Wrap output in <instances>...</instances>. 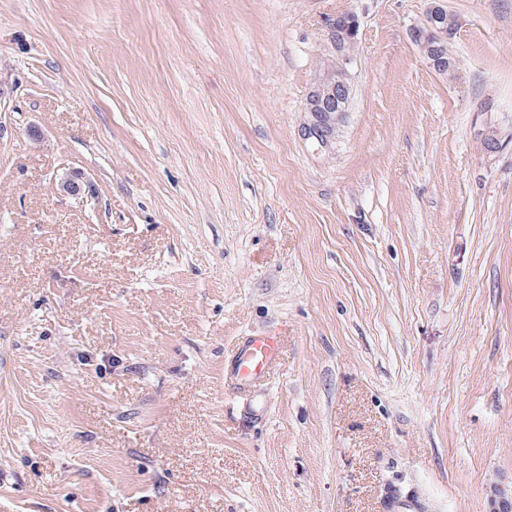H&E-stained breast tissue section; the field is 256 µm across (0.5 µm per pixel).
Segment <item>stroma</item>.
<instances>
[{
  "instance_id": "stroma-1",
  "label": "stroma",
  "mask_w": 512,
  "mask_h": 512,
  "mask_svg": "<svg viewBox=\"0 0 512 512\" xmlns=\"http://www.w3.org/2000/svg\"><path fill=\"white\" fill-rule=\"evenodd\" d=\"M445 4L451 75L428 0H0V512L512 499V0ZM429 2L430 5L426 10L423 22L413 27L410 31L411 39L420 53L429 61L436 71L443 74L444 65L446 64L448 67L445 73L454 72L456 61L450 54L448 45L455 34L457 26L455 18L451 14H448V10L441 3L443 0H429ZM447 20L448 42L435 44L436 57L435 54H433L434 46H432L433 42L430 37L438 33L445 35ZM441 60H443L445 64ZM359 32L358 16L350 11L337 15L327 24V38L330 42V55L327 65L307 98V112L322 118L327 112L328 99L336 97V88L350 91L347 64L357 41ZM282 344V336L276 334L243 337L224 375L227 389L232 393H251L261 388L279 358Z\"/></svg>"
}]
</instances>
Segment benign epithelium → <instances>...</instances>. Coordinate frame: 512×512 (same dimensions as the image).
<instances>
[{
	"label": "benign epithelium",
	"instance_id": "7a95c632",
	"mask_svg": "<svg viewBox=\"0 0 512 512\" xmlns=\"http://www.w3.org/2000/svg\"><path fill=\"white\" fill-rule=\"evenodd\" d=\"M429 2L423 22L413 27L410 35L420 53L436 71L442 73L444 62L433 54L434 46H432L431 36L445 33L448 10L442 5L443 0H429ZM358 32V16L352 11L336 16L327 24L330 55L326 67L307 98V111L319 118L324 117L328 112L326 102L336 96V88L350 89L347 64L357 41Z\"/></svg>",
	"mask_w": 512,
	"mask_h": 512
}]
</instances>
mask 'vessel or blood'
Returning <instances> with one entry per match:
<instances>
[{"label":"vessel or blood","instance_id":"b4317fda","mask_svg":"<svg viewBox=\"0 0 512 512\" xmlns=\"http://www.w3.org/2000/svg\"><path fill=\"white\" fill-rule=\"evenodd\" d=\"M283 339L275 334H254L243 337L224 378L229 391L251 393L261 388L276 364Z\"/></svg>","mask_w":512,"mask_h":512}]
</instances>
